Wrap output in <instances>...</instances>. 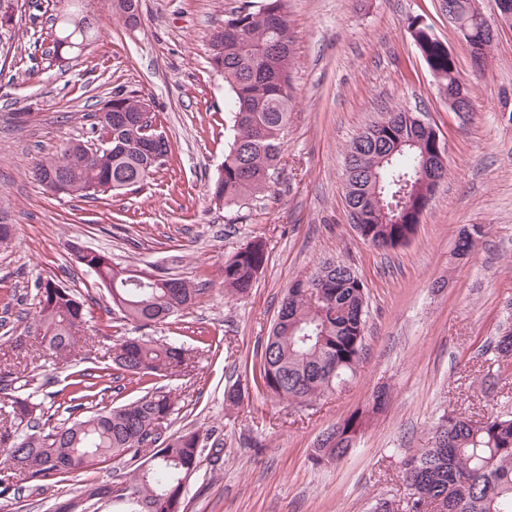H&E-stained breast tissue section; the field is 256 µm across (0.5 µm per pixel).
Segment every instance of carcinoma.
Wrapping results in <instances>:
<instances>
[{"label": "carcinoma", "mask_w": 512, "mask_h": 512, "mask_svg": "<svg viewBox=\"0 0 512 512\" xmlns=\"http://www.w3.org/2000/svg\"><path fill=\"white\" fill-rule=\"evenodd\" d=\"M209 40L214 70L224 76L229 96L224 112V205H238L264 193L279 174L292 99L290 68L293 35L285 0H261L258 9L241 8L224 19ZM48 55L60 59L76 53L71 45L86 47L95 32L75 13L54 16ZM415 44L428 67L447 89L457 82V64L448 57V45L429 27L412 24ZM122 111L93 114V137L112 128L111 149L92 156L81 140L68 142L58 158L43 161L68 176L63 195L91 196L98 187L112 184L121 191L146 182L171 153L169 141L153 161L143 145L141 100L135 92L119 91ZM431 137L406 124L403 110L385 113L359 133L346 151L347 205L365 216L362 227L372 239L391 247L407 244L416 231L421 202L437 171L442 179L447 162L435 160ZM400 208V223L384 224L389 206ZM77 262L104 285H112V304L125 318L142 326L166 322L194 304L205 289L170 275L155 280L138 270L112 262L99 251L83 254ZM268 259L266 243L255 238L224 261V290L232 296L249 293ZM36 332L51 353H72L83 339L84 302L69 288L52 280L38 286ZM366 291L348 265L325 262L314 272L289 284L266 342L260 346L263 385L268 396L290 403L312 402L352 375L358 365L365 331ZM496 362L512 358V333L497 337ZM113 366L85 367L70 373L72 387L67 412L60 426L44 431L52 416H34L38 404L22 393L12 372L0 374V391L10 402L8 415L27 423L28 432L16 441L11 431H0V455L21 454L31 460L15 469L25 480L48 482L112 459L138 462L128 478L111 487L86 490L92 501L112 491L123 499L124 512H183L186 481L200 466V432L184 429L167 437L162 426L174 412L171 392L154 391L116 407L98 406V387L112 382L111 370L122 372L129 383L147 377H166L186 361L183 345L125 337L115 344ZM364 421L353 413L335 426L332 447L316 443L314 460H336V451L348 448L362 431ZM410 490L409 512H512V416L490 415L476 426L472 417L452 412L443 416L429 447L404 462Z\"/></svg>", "instance_id": "obj_1"}]
</instances>
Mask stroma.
<instances>
[{
    "mask_svg": "<svg viewBox=\"0 0 512 512\" xmlns=\"http://www.w3.org/2000/svg\"><path fill=\"white\" fill-rule=\"evenodd\" d=\"M78 4L96 37L80 55L52 61L30 78L35 39L51 33L46 0L17 14V60L0 73V369L27 376L34 402L49 408L74 360L48 355L35 335L37 285L70 288L97 330L93 351L124 336L180 338L186 363L154 379L176 407L168 432L198 430L222 443L223 461L202 454L184 512H374L377 501L407 512L403 462L427 447L442 415L512 413V366L497 393L481 377L487 347L512 326V26L498 24L484 71L448 21L445 0H287L294 38L293 98L279 177L271 191L238 206L216 205L208 186L224 160L223 77L208 38L246 0H141L130 27L108 0ZM450 46L473 111L460 119L421 57L411 23ZM147 102L172 152L144 186L92 198L57 196L32 176L73 139L89 140L92 113L119 89ZM427 113L448 170L404 246L380 250L355 231L344 200L345 152L384 112ZM483 230L471 254L453 255L459 233ZM268 261L245 297L225 294V260L253 238ZM114 262L168 273L208 291L164 324L142 327L113 308L107 288L77 264L74 247ZM350 265L367 287L364 347L355 374L308 405L267 396L257 350L290 282L319 263ZM242 393L237 407L224 392ZM386 404L342 459L315 463L317 438L378 388ZM132 462L111 460L47 490L18 481L0 512H50L92 485L123 480Z\"/></svg>",
    "mask_w": 512,
    "mask_h": 512,
    "instance_id": "stroma-1",
    "label": "stroma"
}]
</instances>
